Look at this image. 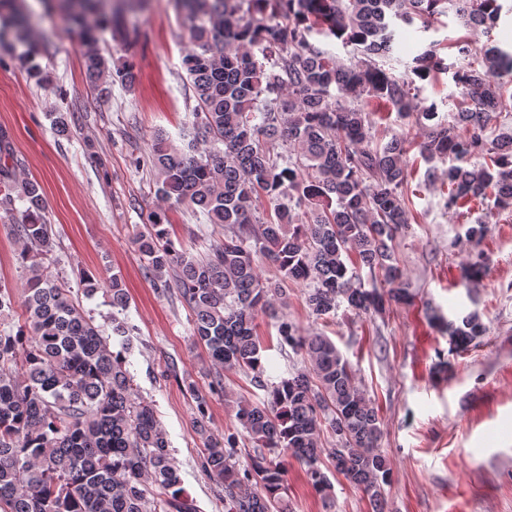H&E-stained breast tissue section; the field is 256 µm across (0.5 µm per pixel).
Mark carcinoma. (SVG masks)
<instances>
[{
	"instance_id": "carcinoma-1",
	"label": "carcinoma",
	"mask_w": 512,
	"mask_h": 512,
	"mask_svg": "<svg viewBox=\"0 0 512 512\" xmlns=\"http://www.w3.org/2000/svg\"><path fill=\"white\" fill-rule=\"evenodd\" d=\"M82 31L84 73L100 93L104 76L131 88V63L115 69L99 50L98 23L120 25L112 0H58ZM193 48L182 58L197 106L193 146L187 152L159 135L137 166L153 170L156 193L168 207L200 210L224 226V239L195 255L170 236L167 207L149 211L135 244L154 284L173 287L190 311L192 337L223 370L253 373L268 388L261 404L241 400L238 426L215 442L206 424L207 394L188 385L196 403L194 426L204 448L199 468L224 489V512H288L282 460L305 466L307 483L326 512H335L334 487L324 462L357 486L372 512H383L391 468L379 448L378 410L349 361L321 331L303 333L276 323L278 347L302 356L306 368L271 384L262 378L258 313L277 315L288 304V286L308 285L306 304L316 320L345 305L382 312L410 304L401 286L394 242L409 224L402 157L405 139L371 146L374 124L363 103L390 105L411 115L424 80L452 73L461 101L453 121L439 118L436 103L417 113L426 130L421 153L431 166L426 180L448 184L446 207L493 205L466 231L484 239L492 211L512 210V137L494 135L493 122L512 112L503 80L512 75V52L491 45L472 53L455 40L462 64L435 51L413 58L404 75L389 68L397 23H424L453 9L468 30H491L502 0H175ZM15 0H0V41L22 48L18 60L40 78L36 17L20 14ZM313 33L353 46L342 61L310 41ZM0 137V210L30 261L21 298L0 285V317L23 310L14 335L0 332V512H201L184 487L171 442L154 404L135 393L128 354L134 326L122 315L129 295L121 274L106 268L82 278L83 293L106 291L112 335L95 326L72 288L48 274L54 249L41 185L19 180ZM22 202L24 208L16 207ZM276 271L260 277L258 264ZM368 269L364 288L351 265ZM446 330L458 349L487 332L476 313ZM329 437V447L324 438ZM249 440L257 453L237 457Z\"/></svg>"
}]
</instances>
